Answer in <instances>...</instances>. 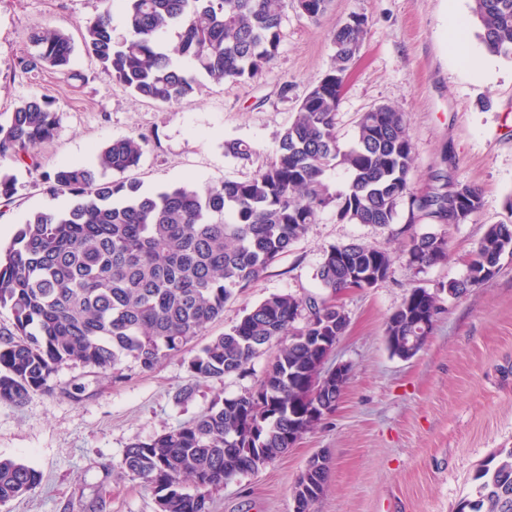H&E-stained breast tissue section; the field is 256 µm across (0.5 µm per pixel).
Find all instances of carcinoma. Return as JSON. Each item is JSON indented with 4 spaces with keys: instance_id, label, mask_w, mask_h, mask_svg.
Masks as SVG:
<instances>
[{
    "instance_id": "obj_1",
    "label": "carcinoma",
    "mask_w": 512,
    "mask_h": 512,
    "mask_svg": "<svg viewBox=\"0 0 512 512\" xmlns=\"http://www.w3.org/2000/svg\"><path fill=\"white\" fill-rule=\"evenodd\" d=\"M127 37L112 27L113 0L82 24L85 51L104 71L140 98L160 103L189 100L197 74L215 83L254 79L274 63L281 23L290 7L319 21L331 0H122ZM477 38L496 56L512 59V0H472ZM352 14L336 26L333 66L303 97L282 133L275 158L242 181L185 183L144 193L138 185L107 178L139 165L144 136L109 142L97 166H64L45 175L50 188L70 194L65 211H41L0 246V308L12 328L0 330V402L22 403L29 393L53 389L52 377L68 363L112 369L122 376L133 358L144 371L176 356L224 304L262 277L332 208L338 220L386 227L401 202L411 214L436 219L445 229L411 237L402 253L421 273L448 257V227L464 224L482 207L475 185L446 181L424 193L410 187L413 146L404 114L382 105L361 113L353 141L340 145L336 110L347 72L365 34ZM34 53L26 69L70 63L69 35L40 27L29 35ZM58 113L46 97H33L0 122V159H33L50 140ZM226 153L248 162L252 148L225 143ZM347 178L332 188L330 173ZM15 194V178L0 169V202ZM512 256V224H491L460 279L414 287L386 320L385 344L407 357L400 336H427L442 302L492 278ZM391 254L366 242L324 250L316 277L322 295L273 294L255 304L224 334L188 362L195 380L245 372L260 351L273 360L255 390L224 397L204 414L125 448L121 473L143 480L156 512H212L210 491L288 452V436L303 438L336 408V384L319 382L318 361L349 317L336 298L386 280ZM316 417H306L309 410ZM328 466L311 458L297 476L292 498L314 512ZM42 475L12 458H0V503L33 491ZM474 497L458 512H512V448H501L475 475ZM192 484L194 492L186 491Z\"/></svg>"
}]
</instances>
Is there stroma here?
Segmentation results:
<instances>
[{
  "label": "stroma",
  "instance_id": "35a3bbf8",
  "mask_svg": "<svg viewBox=\"0 0 512 512\" xmlns=\"http://www.w3.org/2000/svg\"><path fill=\"white\" fill-rule=\"evenodd\" d=\"M450 4L471 19V0H332L318 23L286 10L269 71L238 82L206 80L192 100L163 104L134 97L85 53L78 26L100 0H0V119L41 95L59 115L55 137L33 160L0 161L17 179L12 203L0 208L2 244L31 214L71 206L70 195L48 191L45 174L94 164L97 151L118 138H149L139 165L123 175L145 192L251 177L275 157L300 101L329 71L332 32L353 13L366 27L337 108L341 143L350 142L362 112L395 107L413 144L415 191H427L438 172L482 191L479 213L446 229L430 217L411 218L404 205L387 227L343 224L323 211L196 338L204 345L270 295L320 293L316 271L329 246L364 241L395 257L385 281L339 298L350 324L330 361L350 366L351 377L335 412L288 453L212 490V512H293L291 484L317 453L330 467L315 512H456L474 494L479 465L512 448L511 256L490 281L445 299L413 358L391 356L384 341L388 316L411 288L461 278L486 228L512 222V59L495 58L490 81L465 68L443 36ZM42 26L72 37L68 72L21 66L32 51L30 31ZM235 139L253 147L250 162L225 153V142ZM441 230L448 233L447 261L422 273L407 266L401 252L411 234ZM190 358L165 359L149 372L130 360L117 380L108 370L68 364L55 373L52 392L30 393L18 405L0 402V456L43 474L39 487L0 504V512H154L151 489L118 474L125 448L193 420L215 398L256 388L272 355H257L244 374L200 383L190 376ZM187 387L191 397L177 401Z\"/></svg>",
  "mask_w": 512,
  "mask_h": 512
}]
</instances>
